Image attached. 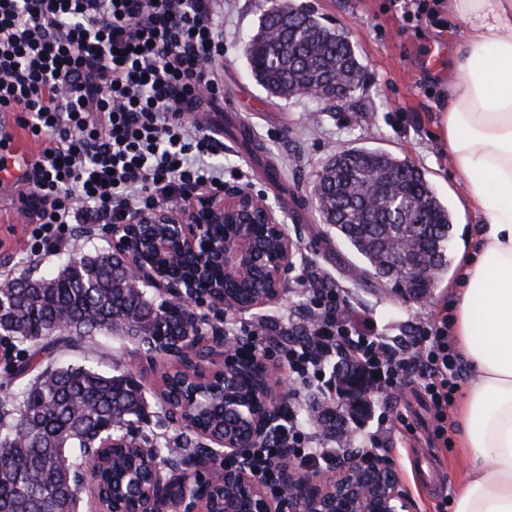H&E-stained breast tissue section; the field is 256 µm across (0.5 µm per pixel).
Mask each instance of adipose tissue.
I'll list each match as a JSON object with an SVG mask.
<instances>
[{
	"instance_id": "adipose-tissue-1",
	"label": "adipose tissue",
	"mask_w": 512,
	"mask_h": 512,
	"mask_svg": "<svg viewBox=\"0 0 512 512\" xmlns=\"http://www.w3.org/2000/svg\"><path fill=\"white\" fill-rule=\"evenodd\" d=\"M465 28L441 133L482 217L461 252L453 331L474 375L460 420L468 470L454 512H512V0H447Z\"/></svg>"
}]
</instances>
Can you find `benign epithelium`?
<instances>
[{
    "mask_svg": "<svg viewBox=\"0 0 512 512\" xmlns=\"http://www.w3.org/2000/svg\"><path fill=\"white\" fill-rule=\"evenodd\" d=\"M165 224L170 234L157 237L154 227ZM225 224L224 237L215 239L211 225ZM263 224L276 237L279 246L268 251L253 232V225ZM112 246L127 256L126 274L138 283L151 280L169 288L172 297L210 302L217 308L227 306L223 290L201 292L193 283H174L166 270L172 251L185 259L197 279L210 269H224V282L239 283L256 276L261 291L232 309L246 312L277 301L284 290V272L293 255V241L288 236L275 207L264 197L236 188L218 195H204L200 201L182 199L162 208L136 212L126 223L110 226ZM150 248L162 260L143 263L141 253ZM205 343L224 349V397L219 407L245 419L243 429L227 427L224 435L204 433V437L222 448L224 466L199 470L191 476H163L147 512H212L200 493L189 492L220 482L224 490H233L237 498L250 504V512H409L408 500L400 487L393 463L384 456L341 458L334 470L325 474L308 469L299 472L293 465L278 468L281 493H268L265 481L251 464L252 449L278 436L279 412L287 393L278 388L275 371L260 353L245 354L237 339L224 336L216 326L200 332L194 346L182 347L175 359H194Z\"/></svg>",
    "mask_w": 512,
    "mask_h": 512,
    "instance_id": "obj_1",
    "label": "benign epithelium"
}]
</instances>
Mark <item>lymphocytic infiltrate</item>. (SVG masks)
<instances>
[{"label": "lymphocytic infiltrate", "instance_id": "f902f5d3", "mask_svg": "<svg viewBox=\"0 0 512 512\" xmlns=\"http://www.w3.org/2000/svg\"><path fill=\"white\" fill-rule=\"evenodd\" d=\"M224 51L223 0H0V112H11L40 149L14 187L28 203L37 242L61 250L63 226L119 224L132 212L224 189L220 142L192 113L223 99L213 64ZM308 294L307 339L288 347V377L320 380L344 355L377 392L419 384L447 439L448 407L463 361L447 321L416 324L405 355L362 331L346 289L300 276ZM291 400L277 443L254 449L270 491L282 458L333 462L310 449Z\"/></svg>", "mask_w": 512, "mask_h": 512}]
</instances>
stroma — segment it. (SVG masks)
Masks as SVG:
<instances>
[{"mask_svg": "<svg viewBox=\"0 0 512 512\" xmlns=\"http://www.w3.org/2000/svg\"><path fill=\"white\" fill-rule=\"evenodd\" d=\"M280 0H224V57L218 73L224 84V112H201L197 118L222 142L217 157L229 174L226 186L248 184L252 192L282 205L281 219L295 243L292 266L282 298L249 312L219 309L210 303L195 304L206 323L232 327L245 336L259 323L298 324L304 320L307 297L294 281L303 273L335 279L347 288L357 315L376 334L397 348L410 345V329L421 320L454 316L455 295L447 280L439 281L433 297L417 301L398 294L388 283L373 284L362 273L356 252L323 224L317 210L308 218L287 210L294 193L311 195L325 162L336 152L352 147L384 150L423 169L439 198L453 215L449 250L458 254L469 248L472 225L478 213L467 207L454 174L448 144L440 134L441 109L448 88V64L463 25L450 18L438 0H423L422 16L406 13L404 0H290L304 6L329 27L344 33L364 64V81L355 97L339 108L304 97L270 96L250 73L244 41L256 31L259 19ZM440 58L438 68L426 66L429 56ZM29 226L13 210L0 211V279L25 270L48 274L66 256L111 246L107 225H96L93 236L72 237L66 251L31 256ZM62 364L90 365L111 371L114 363L141 381L147 397L142 434L175 442L179 431L165 419L156 394L162 372L171 358H146L133 342L101 336L86 347L68 351ZM436 420L419 386L406 388L401 398L385 403L373 395L369 414L353 428L354 442L347 456L377 444L387 448L399 481L409 500L410 512H453L445 497L455 495L466 472L460 451V426L456 409L448 411V438L435 439Z\"/></svg>", "mask_w": 512, "mask_h": 512, "instance_id": "obj_1", "label": "stroma"}]
</instances>
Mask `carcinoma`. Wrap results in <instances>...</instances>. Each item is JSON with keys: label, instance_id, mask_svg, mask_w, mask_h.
Instances as JSON below:
<instances>
[{"label": "carcinoma", "instance_id": "cac0c4a2", "mask_svg": "<svg viewBox=\"0 0 512 512\" xmlns=\"http://www.w3.org/2000/svg\"><path fill=\"white\" fill-rule=\"evenodd\" d=\"M261 16L259 28L276 32L268 46L251 36L245 53L256 81L288 96L336 73V98L328 107L352 100L364 78V66L341 33L293 5ZM318 212L323 223L363 259V272L415 294L421 284L414 269L423 267L432 283L448 270L451 214L436 196L424 172L385 152L358 147L335 155L322 168ZM368 212L370 223L360 222ZM424 218L429 233L402 241L412 223ZM126 260L115 249L72 255L51 276L22 273L0 282V341L16 350L8 364L29 377L14 401L0 403V512H79L77 488L84 457L112 440L105 481L116 497L133 484L145 488L158 470L176 469L191 457L213 449L171 448L135 434L146 414L141 383L115 364L110 373L84 365H61L56 354L96 336H123L144 354H165L194 340L202 329L198 315L181 304L156 301L152 284H130ZM346 377L336 407L317 423L326 435L342 439L347 416L369 412L370 385L356 366L342 363ZM212 432L224 429L235 414L198 412Z\"/></svg>", "mask_w": 512, "mask_h": 512}]
</instances>
